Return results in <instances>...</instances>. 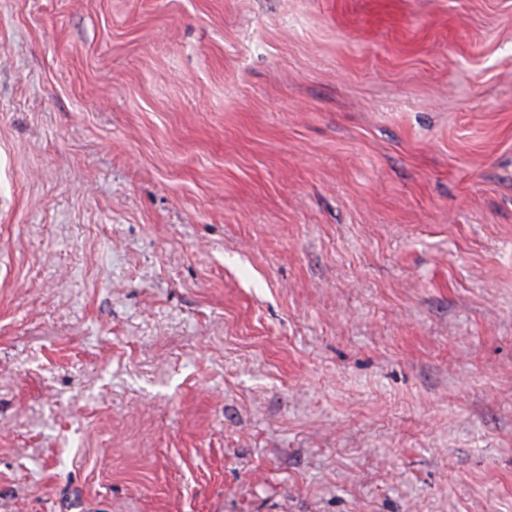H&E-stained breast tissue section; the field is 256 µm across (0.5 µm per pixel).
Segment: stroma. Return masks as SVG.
I'll use <instances>...</instances> for the list:
<instances>
[{"mask_svg": "<svg viewBox=\"0 0 512 512\" xmlns=\"http://www.w3.org/2000/svg\"><path fill=\"white\" fill-rule=\"evenodd\" d=\"M0 512H512V0H0Z\"/></svg>", "mask_w": 512, "mask_h": 512, "instance_id": "stroma-1", "label": "stroma"}]
</instances>
